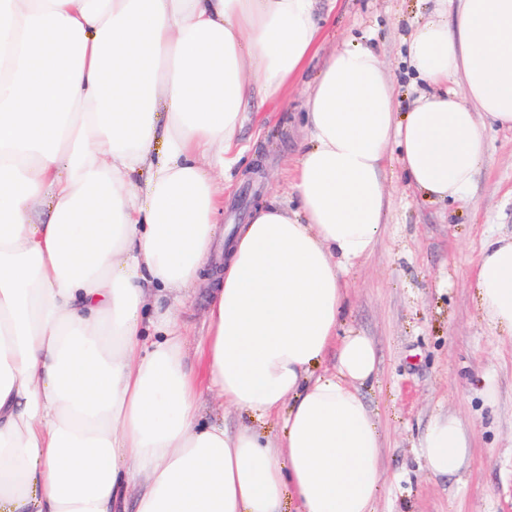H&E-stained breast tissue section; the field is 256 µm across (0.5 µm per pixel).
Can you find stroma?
Segmentation results:
<instances>
[{
  "label": "stroma",
  "instance_id": "35a3bbf8",
  "mask_svg": "<svg viewBox=\"0 0 512 512\" xmlns=\"http://www.w3.org/2000/svg\"><path fill=\"white\" fill-rule=\"evenodd\" d=\"M435 0H317L323 40L300 81L279 101L250 102L238 133L241 167L224 177V211L210 260L224 267V247L269 200L288 203V178L305 138L302 115L313 80L347 41L372 48L385 62L397 111H407L423 84L408 64L415 23ZM486 150L469 199L424 200L391 160L390 202L380 242L353 270L344 324L370 336L379 375L363 390L386 437L388 481L375 512H512V339L482 318L471 271L485 238L512 233V130L487 125ZM211 290L189 289L176 315L190 350L206 335ZM494 384V400L483 394ZM439 410L459 415L476 437L464 469L432 477L417 447Z\"/></svg>",
  "mask_w": 512,
  "mask_h": 512
}]
</instances>
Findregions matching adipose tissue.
<instances>
[{"label":"adipose tissue","mask_w":512,"mask_h":512,"mask_svg":"<svg viewBox=\"0 0 512 512\" xmlns=\"http://www.w3.org/2000/svg\"><path fill=\"white\" fill-rule=\"evenodd\" d=\"M314 2L0 0V512H374L385 436L361 389L378 358L341 330L348 275L375 250L391 152L411 188L454 202L485 122L512 129V0L416 24L429 90L403 115L377 53L327 57L298 206H258L230 242L202 375L151 302L202 281L245 104L318 56ZM472 282L512 337V235L484 241ZM206 391L258 419L287 407L282 433L202 421ZM419 446L448 477L474 441L447 412Z\"/></svg>","instance_id":"ef3b65f1"}]
</instances>
